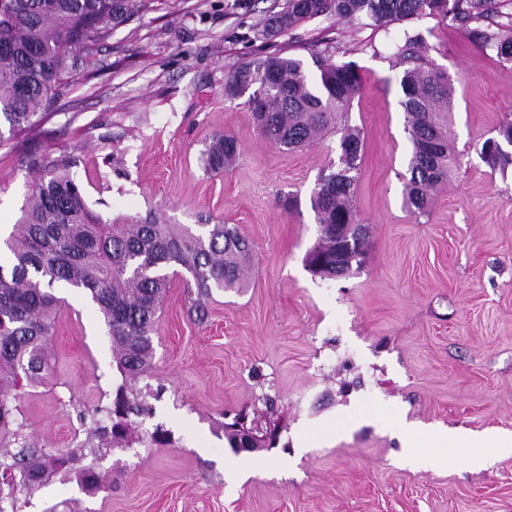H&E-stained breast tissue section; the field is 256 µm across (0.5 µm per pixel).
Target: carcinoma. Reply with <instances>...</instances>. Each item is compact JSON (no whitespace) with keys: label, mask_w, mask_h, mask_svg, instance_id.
I'll list each match as a JSON object with an SVG mask.
<instances>
[{"label":"carcinoma","mask_w":512,"mask_h":512,"mask_svg":"<svg viewBox=\"0 0 512 512\" xmlns=\"http://www.w3.org/2000/svg\"><path fill=\"white\" fill-rule=\"evenodd\" d=\"M507 0H287L272 18L280 31L310 19L349 24L438 16L448 29L496 51L498 61L512 63V25L494 21ZM138 9V0H3L0 4V144L35 129L44 118L41 107L63 95V76L78 71L74 51L87 57L112 35L108 23L96 19ZM314 72L304 62L279 54L253 58L224 76V97L243 98L263 138L283 150L312 144L322 134L339 135L338 162L320 175L310 196L320 224V237L306 255L309 270L336 278L352 264L336 267L342 248L337 231L353 225L356 254L364 253L362 223L353 204L362 157L361 129L351 124V106L363 77L351 62L335 60L331 47L312 51ZM402 68L400 101L406 114L411 146L410 177L405 202L415 215L425 213L437 188L460 164L448 139L455 87L448 74L428 55L420 35L404 33L392 54ZM512 119L499 124L497 136L486 139L480 154L492 167L512 166ZM238 156L230 135L212 139L204 163L213 171L229 168ZM42 169L31 187L22 215L5 242L10 252L0 263V436L19 435L23 423L10 396L24 385L41 383L51 373L48 341L60 309L53 286L88 292L109 328L112 355L122 377L109 406L93 413L112 419V429L92 435L108 445L130 446L132 417L150 412L136 382L147 375L154 358L153 335L158 311L170 286L168 269L178 266L186 279L189 316L204 319L216 291L244 287V271L252 254L249 240L229 224H162L156 218H125L112 224L92 211L70 161L33 159ZM252 428L256 448H267L277 427L236 413L224 423V437L233 448L242 445L240 427ZM81 449L66 455L0 447V476L10 486L36 488L76 460ZM87 491L102 484L90 468L79 473Z\"/></svg>","instance_id":"obj_1"}]
</instances>
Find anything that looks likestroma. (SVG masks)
<instances>
[{"instance_id": "35a3bbf8", "label": "stroma", "mask_w": 512, "mask_h": 512, "mask_svg": "<svg viewBox=\"0 0 512 512\" xmlns=\"http://www.w3.org/2000/svg\"><path fill=\"white\" fill-rule=\"evenodd\" d=\"M27 138L0 146V236L8 237L35 174L31 155L70 158L85 200L105 221L230 224L252 258L240 291L215 292L191 320L173 276L142 378L149 415L132 448L87 454L106 481L96 492L55 475L18 493L19 512H512V455L482 469L454 458L402 465L406 428L512 432V167L491 168L481 144L512 116V64L430 17L385 26L324 18L276 31L286 0H144ZM421 33L455 86L449 138L461 165L425 216L404 203L410 143L400 72L389 59ZM338 45L364 88L351 118L364 156L353 203L368 228L361 268L314 276L319 237L310 196L336 161L329 134L296 151L264 140L248 109L224 97L225 74L279 52L303 60ZM238 160L206 171L215 134ZM49 341L53 373L17 405L29 444L64 454L86 443L84 411L105 405L121 377L108 328L90 297L60 289ZM282 417L276 447L235 453L225 412ZM164 430L168 442L146 437Z\"/></svg>"}]
</instances>
